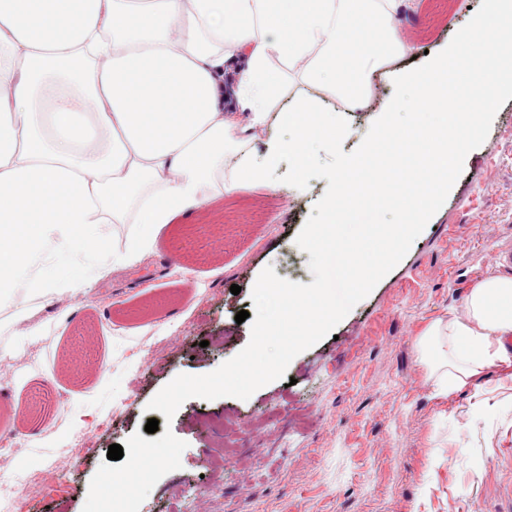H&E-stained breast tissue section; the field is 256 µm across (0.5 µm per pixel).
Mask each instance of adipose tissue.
I'll return each instance as SVG.
<instances>
[{
    "label": "adipose tissue",
    "instance_id": "adipose-tissue-1",
    "mask_svg": "<svg viewBox=\"0 0 512 512\" xmlns=\"http://www.w3.org/2000/svg\"><path fill=\"white\" fill-rule=\"evenodd\" d=\"M404 4L0 0V292L47 254L85 263L112 224L154 244L199 207L264 186L284 154L335 141L324 95L370 105L376 73L410 49ZM273 116L297 136L269 132L252 161L249 141ZM511 335L512 276H488L420 341L437 394L505 357Z\"/></svg>",
    "mask_w": 512,
    "mask_h": 512
}]
</instances>
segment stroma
I'll return each instance as SVG.
<instances>
[{
	"label": "stroma",
	"instance_id": "35a3bbf8",
	"mask_svg": "<svg viewBox=\"0 0 512 512\" xmlns=\"http://www.w3.org/2000/svg\"><path fill=\"white\" fill-rule=\"evenodd\" d=\"M481 0H412L402 20L417 60L449 44ZM236 194L207 215L166 228L141 262L75 283L52 255L56 288H15L0 314L36 305L39 332L0 329V436L21 434L15 466L46 480L20 492V512H83L110 445L144 430L146 407L180 374L205 375L250 341L254 282L266 267L313 276L296 237L328 182L280 180ZM512 249V98L402 261L340 321L297 355L284 378L250 398H191L170 423L185 441L139 512H512V362H494L451 397L434 394L419 338L462 315L470 290L507 272ZM239 285L232 294L231 285ZM294 385H287V378ZM279 412L271 429L258 416ZM239 439L220 472L208 460L225 432ZM90 446L71 461L75 439Z\"/></svg>",
	"mask_w": 512,
	"mask_h": 512
}]
</instances>
